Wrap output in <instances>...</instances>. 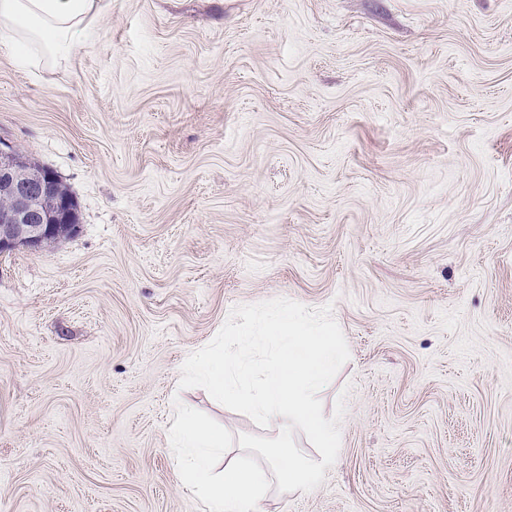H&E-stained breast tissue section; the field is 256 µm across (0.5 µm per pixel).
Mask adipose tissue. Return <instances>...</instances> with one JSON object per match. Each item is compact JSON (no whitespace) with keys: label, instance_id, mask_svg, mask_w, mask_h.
Returning a JSON list of instances; mask_svg holds the SVG:
<instances>
[{"label":"adipose tissue","instance_id":"obj_1","mask_svg":"<svg viewBox=\"0 0 512 512\" xmlns=\"http://www.w3.org/2000/svg\"><path fill=\"white\" fill-rule=\"evenodd\" d=\"M112 0H0V49L32 67L71 62Z\"/></svg>","mask_w":512,"mask_h":512}]
</instances>
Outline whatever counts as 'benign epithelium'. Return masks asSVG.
<instances>
[{"label":"benign epithelium","mask_w":512,"mask_h":512,"mask_svg":"<svg viewBox=\"0 0 512 512\" xmlns=\"http://www.w3.org/2000/svg\"><path fill=\"white\" fill-rule=\"evenodd\" d=\"M75 199L48 168L0 146V254L18 247L43 251L78 227Z\"/></svg>","instance_id":"7a95c632"}]
</instances>
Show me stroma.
Returning a JSON list of instances; mask_svg holds the SVG:
<instances>
[{
  "label": "stroma",
  "instance_id": "obj_1",
  "mask_svg": "<svg viewBox=\"0 0 512 512\" xmlns=\"http://www.w3.org/2000/svg\"><path fill=\"white\" fill-rule=\"evenodd\" d=\"M0 142L80 226L0 254V512H202L174 400L240 304L332 305L338 458L259 512H512V0H112L0 50ZM112 0H0V49L32 67L70 63Z\"/></svg>",
  "mask_w": 512,
  "mask_h": 512
}]
</instances>
